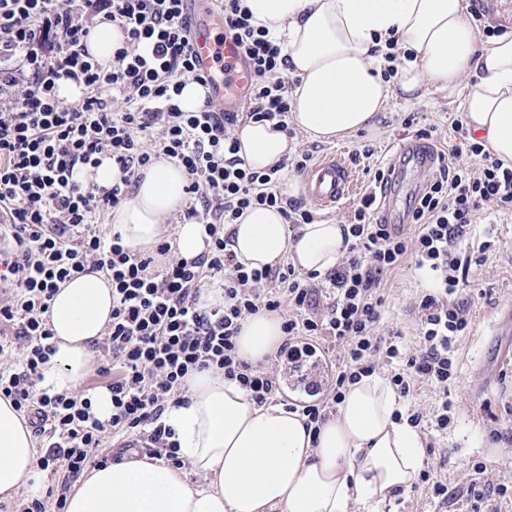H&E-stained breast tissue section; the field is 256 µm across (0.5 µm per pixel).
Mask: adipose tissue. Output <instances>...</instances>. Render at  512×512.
<instances>
[{"label": "adipose tissue", "mask_w": 512, "mask_h": 512, "mask_svg": "<svg viewBox=\"0 0 512 512\" xmlns=\"http://www.w3.org/2000/svg\"><path fill=\"white\" fill-rule=\"evenodd\" d=\"M252 23L284 38L298 77L292 121L309 139L329 142L374 130L389 101L413 103L431 92L462 108L468 129L491 155L512 166V21L479 40L468 0H243ZM409 57L384 78L390 39ZM234 135L240 157L263 172L295 150L286 132L246 120ZM109 215L112 232L138 251L160 243L164 218L185 196L188 175L166 156ZM229 248L249 269L288 261L299 272H325L345 252L344 227L318 221L291 227L277 208L250 207L226 225ZM112 312V283L91 272L61 284L49 311L56 351L39 392H73L88 372ZM282 318H246L238 354L251 365L275 355ZM164 421L187 469L146 459L89 470L64 512H378L415 482L424 442L396 421L400 397L379 374L350 385L319 432L285 405L257 404L237 381L199 371ZM32 435L9 400L0 399V497L39 493Z\"/></svg>", "instance_id": "ef3b65f1"}]
</instances>
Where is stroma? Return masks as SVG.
I'll use <instances>...</instances> for the list:
<instances>
[{
	"label": "stroma",
	"instance_id": "35a3bbf8",
	"mask_svg": "<svg viewBox=\"0 0 512 512\" xmlns=\"http://www.w3.org/2000/svg\"><path fill=\"white\" fill-rule=\"evenodd\" d=\"M420 115L419 125H406L408 116ZM458 105L446 95L432 94L420 102L390 104L387 117L377 132L359 131L329 143L310 140L303 132H294L296 150L313 157L341 151L359 173L370 181L377 167L386 165L394 147L416 136L418 129L429 130L428 142L439 153L454 145V124L462 118ZM473 240L492 237L497 249L480 266L471 267L469 288L478 291L470 310V332L458 340L456 352L458 377L448 387V398L457 411L448 431H426L425 464L437 466L448 479V499L430 498L419 488H410L394 505L380 512H466V489L473 461H483L494 479L512 478L507 461L512 458V443H492L490 429H512V367L500 365L499 353L512 347V215L498 217L493 224L471 225ZM426 285L424 275L414 268L401 267L390 276L387 287L388 320L401 327L405 343H412L417 326L413 303Z\"/></svg>",
	"mask_w": 512,
	"mask_h": 512
}]
</instances>
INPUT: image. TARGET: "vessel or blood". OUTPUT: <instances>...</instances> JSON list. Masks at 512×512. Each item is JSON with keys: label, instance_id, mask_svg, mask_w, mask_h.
<instances>
[{"label": "vessel or blood", "instance_id": "vessel-or-blood-1", "mask_svg": "<svg viewBox=\"0 0 512 512\" xmlns=\"http://www.w3.org/2000/svg\"><path fill=\"white\" fill-rule=\"evenodd\" d=\"M184 23L194 63L204 76L205 96L224 111H236L250 91V69L233 36L224 28V16L216 0H185ZM437 156L420 138L403 141L395 149L389 164L392 175L406 167L431 170ZM361 181L349 161L340 155L320 158L305 177V192L318 209L330 210L351 195L360 192ZM325 381L321 358L295 360L287 367L286 385L296 391L322 386Z\"/></svg>", "mask_w": 512, "mask_h": 512}]
</instances>
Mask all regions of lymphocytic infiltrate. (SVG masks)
I'll return each instance as SVG.
<instances>
[{
	"label": "lymphocytic infiltrate",
	"instance_id": "1",
	"mask_svg": "<svg viewBox=\"0 0 512 512\" xmlns=\"http://www.w3.org/2000/svg\"><path fill=\"white\" fill-rule=\"evenodd\" d=\"M224 26L237 39L252 72L246 115L200 105L187 111L179 97L185 82H200L183 24V0H0V210L13 241L0 255V397L16 411L48 422L51 437L37 465L59 467L65 483L108 458L106 435L138 436L154 455L182 465L174 431L163 420L186 391L193 372L212 370L238 381L260 404L276 400L278 371L241 360L236 338L242 321L287 308L285 344L314 348L331 341L342 353L325 399L296 405L307 425L334 416L349 385L386 370L403 399L420 386L439 399L430 416L412 412L413 427L429 423L446 431L456 411L448 398L455 381L454 345L467 333L470 299L461 297L471 266L496 250L487 239L470 249L466 235L478 213H512V167L482 144L470 142L478 168L450 160L432 177L413 210L414 231L405 234L375 219V189L388 181L376 169L372 189L353 210L345 235L346 257L325 273L300 274L294 266L246 269L228 250L224 227L253 205L275 207L290 224H311L314 208L282 192L277 170L253 171L238 155L232 131L240 118L288 127L293 82L288 59L268 30L256 27L242 0H221ZM118 24L125 35L109 65L90 55L86 38L97 20ZM70 79L82 95L65 105L57 82ZM158 129L159 146L190 175L186 220L205 228L207 248L180 258L171 242L142 253L124 245L103 218L120 204L124 187L138 179L153 152L140 139ZM111 159L120 173L112 189L74 178L81 167ZM432 280L415 302L418 336L407 348L399 331L381 335L386 298L382 285L406 261ZM99 271L112 281V314L100 344L98 368L112 395V415L91 411L88 390L37 393L42 370L55 352L48 326L59 284ZM224 283V302L207 306L203 288Z\"/></svg>",
	"mask_w": 512,
	"mask_h": 512
}]
</instances>
